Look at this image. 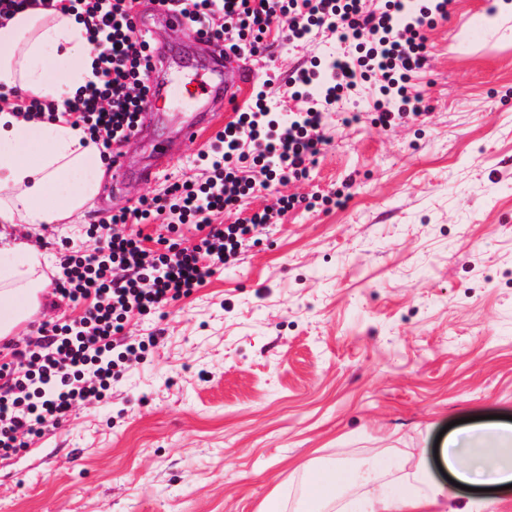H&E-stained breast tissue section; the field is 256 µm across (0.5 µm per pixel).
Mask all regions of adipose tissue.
Segmentation results:
<instances>
[{"mask_svg": "<svg viewBox=\"0 0 512 512\" xmlns=\"http://www.w3.org/2000/svg\"><path fill=\"white\" fill-rule=\"evenodd\" d=\"M92 46L74 16L28 10L0 27V87L28 96L63 100L91 76ZM66 67L65 79L54 70ZM99 154L82 128L65 120L26 122L13 107L0 108V222L59 224L78 214L98 192L103 175ZM44 257L26 241L0 248V339L38 307L45 287ZM499 445H488L483 429L454 438L442 457L457 481L477 487L469 496L471 512H491L489 489L512 484V425L496 428ZM374 469L314 473L309 500L335 503L337 491L374 480ZM413 486L398 493L378 490L365 498L361 512H444L448 489L419 468Z\"/></svg>", "mask_w": 512, "mask_h": 512, "instance_id": "obj_1", "label": "adipose tissue"}]
</instances>
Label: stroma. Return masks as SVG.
Instances as JSON below:
<instances>
[{"label":"stroma","mask_w":512,"mask_h":512,"mask_svg":"<svg viewBox=\"0 0 512 512\" xmlns=\"http://www.w3.org/2000/svg\"><path fill=\"white\" fill-rule=\"evenodd\" d=\"M487 0H453L428 30L416 84L422 123L334 126L308 177L276 186L310 209L288 212L261 242L169 307L162 343L103 404L0 457V512H300L299 463L355 471L375 464L386 488L434 454L442 429L473 416H512V12L483 20ZM139 10L167 79L203 71L212 44ZM244 98L265 88L297 111L288 72L331 51L291 45L271 29ZM236 117L185 141L154 179L135 138L127 174L105 168L99 194L70 223L1 224L8 238L88 246V225L201 175L197 155ZM346 190L339 206L322 197Z\"/></svg>","instance_id":"stroma-1"}]
</instances>
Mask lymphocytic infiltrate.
Segmentation results:
<instances>
[{"label":"lymphocytic infiltrate","mask_w":512,"mask_h":512,"mask_svg":"<svg viewBox=\"0 0 512 512\" xmlns=\"http://www.w3.org/2000/svg\"><path fill=\"white\" fill-rule=\"evenodd\" d=\"M180 12L198 36L226 43L231 51L264 49L271 26L287 20L288 41L318 31L334 37L339 52L327 68L294 67L288 77L298 111L272 113L265 93L249 111L218 132L201 151L200 179L173 184L163 194L139 198L94 227L100 245L93 252L70 246L56 254L51 279L57 310L81 309L73 320L40 322L20 340L0 344V453L30 447L59 428L72 407L104 401L114 382L141 363L162 332L128 339L131 319H164L165 307L200 288L207 277L237 260L245 242L262 235L302 204L281 195L262 210L232 224L217 223L262 190L306 177L327 145L326 118L362 83L377 86L373 121L391 130L425 120L429 107L412 80L427 62L425 30L447 19L452 0H423L409 11L407 0H159ZM137 0H0V26L29 9L73 13L87 39L100 49L93 78L74 98L30 99L24 119L64 117L83 127L104 160L137 122L149 92L152 54L138 29ZM162 219L166 232L145 248L136 226ZM196 241L183 246L184 225Z\"/></svg>","instance_id":"f902f5d3"}]
</instances>
